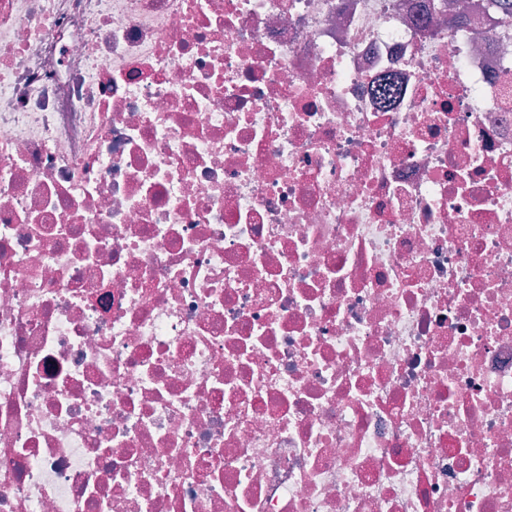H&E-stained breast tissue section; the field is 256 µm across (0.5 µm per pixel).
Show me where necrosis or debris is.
<instances>
[{
    "label": "necrosis or debris",
    "instance_id": "4bbe7bcc",
    "mask_svg": "<svg viewBox=\"0 0 512 512\" xmlns=\"http://www.w3.org/2000/svg\"><path fill=\"white\" fill-rule=\"evenodd\" d=\"M465 17L0 0V512H512V28Z\"/></svg>",
    "mask_w": 512,
    "mask_h": 512
}]
</instances>
